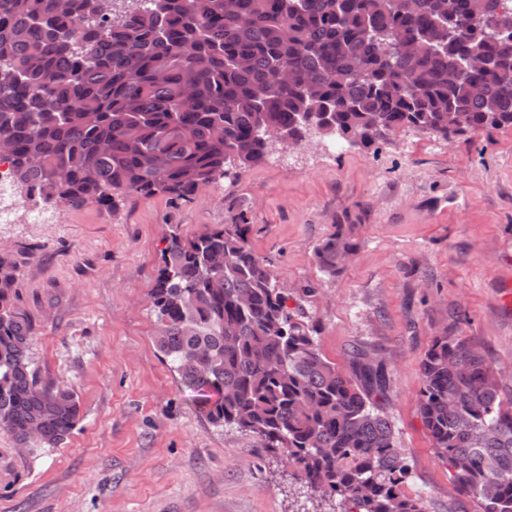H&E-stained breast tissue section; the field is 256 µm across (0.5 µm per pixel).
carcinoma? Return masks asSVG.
<instances>
[{
    "label": "carcinoma",
    "instance_id": "cac0c4a2",
    "mask_svg": "<svg viewBox=\"0 0 512 512\" xmlns=\"http://www.w3.org/2000/svg\"><path fill=\"white\" fill-rule=\"evenodd\" d=\"M498 13L512 0H0V139L20 191L110 208L256 166L271 132L369 149L397 128L443 140L512 128V39L477 27ZM381 33L418 50L389 51ZM276 70L288 81L272 82ZM250 232L241 214L170 235L150 291L157 349L212 426L260 438L316 499L424 512L403 491L382 406L391 373L363 354L350 375L328 360ZM355 247L336 225L314 250L321 272ZM19 276L0 255V428L21 448H57L80 400L41 380L34 325L11 302ZM421 368L419 413L456 489L481 512H512V395L462 337H435Z\"/></svg>",
    "mask_w": 512,
    "mask_h": 512
}]
</instances>
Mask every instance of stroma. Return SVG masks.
Listing matches in <instances>:
<instances>
[{"mask_svg":"<svg viewBox=\"0 0 512 512\" xmlns=\"http://www.w3.org/2000/svg\"><path fill=\"white\" fill-rule=\"evenodd\" d=\"M241 211L320 351L346 374L357 353L391 372L405 493L425 512H477L419 415L421 360L434 337H464L512 394V128L449 141L405 129L368 149L316 137L190 197L60 204L59 223L0 226V253L21 262L13 304L35 326L32 356L82 409L57 448L20 451L0 429V512H315L297 468L212 427L154 342L149 293L167 238ZM339 224L357 249L329 276L314 249Z\"/></svg>","mask_w":512,"mask_h":512,"instance_id":"35a3bbf8","label":"stroma"}]
</instances>
